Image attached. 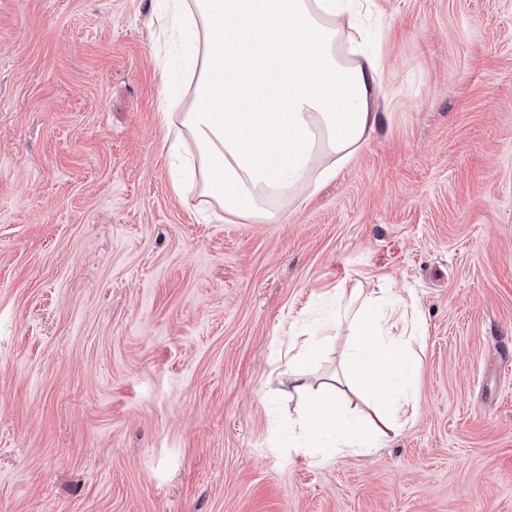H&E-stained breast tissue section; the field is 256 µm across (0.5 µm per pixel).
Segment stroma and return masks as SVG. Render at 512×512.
<instances>
[{
    "mask_svg": "<svg viewBox=\"0 0 512 512\" xmlns=\"http://www.w3.org/2000/svg\"><path fill=\"white\" fill-rule=\"evenodd\" d=\"M157 2L0 0V512H512V0H364L375 128L276 224L173 192ZM396 292L414 419L289 450L278 354Z\"/></svg>",
    "mask_w": 512,
    "mask_h": 512,
    "instance_id": "35a3bbf8",
    "label": "stroma"
}]
</instances>
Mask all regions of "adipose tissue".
<instances>
[{"label": "adipose tissue", "instance_id": "adipose-tissue-1", "mask_svg": "<svg viewBox=\"0 0 512 512\" xmlns=\"http://www.w3.org/2000/svg\"><path fill=\"white\" fill-rule=\"evenodd\" d=\"M361 0H166L163 35L184 39L190 99L163 95L159 121L181 192L199 180L226 215L278 222L276 200L313 194L367 142L381 93L364 51ZM407 299L361 306L351 320L346 385L369 392L378 422L351 418L335 385L313 388L300 354L279 359L299 407L283 437L318 448H378L412 418L419 367L406 333Z\"/></svg>", "mask_w": 512, "mask_h": 512}]
</instances>
